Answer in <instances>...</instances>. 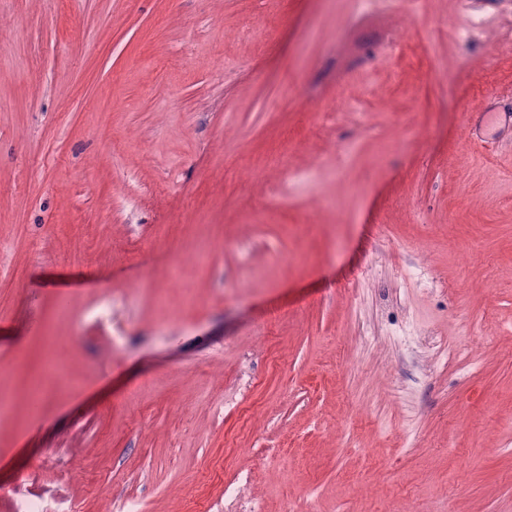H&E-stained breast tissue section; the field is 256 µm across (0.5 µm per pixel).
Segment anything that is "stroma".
Listing matches in <instances>:
<instances>
[{
  "label": "stroma",
  "instance_id": "35a3bbf8",
  "mask_svg": "<svg viewBox=\"0 0 512 512\" xmlns=\"http://www.w3.org/2000/svg\"><path fill=\"white\" fill-rule=\"evenodd\" d=\"M468 21L0 0V512H512V0ZM508 98V100H503ZM512 99L511 96L491 95L488 96L482 107L475 113L474 135L475 139L480 142H487L490 138V130L496 129L501 118L508 117L509 124L512 126Z\"/></svg>",
  "mask_w": 512,
  "mask_h": 512
}]
</instances>
